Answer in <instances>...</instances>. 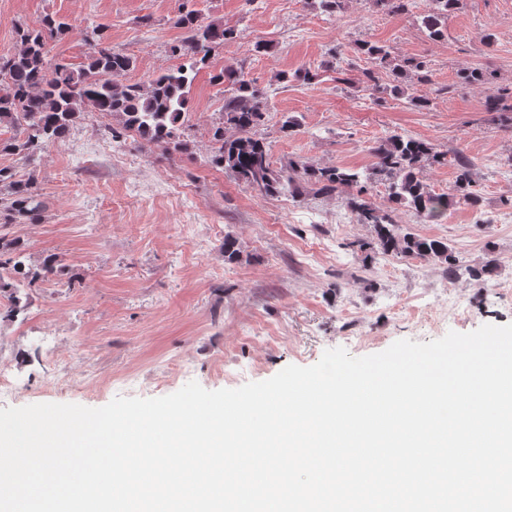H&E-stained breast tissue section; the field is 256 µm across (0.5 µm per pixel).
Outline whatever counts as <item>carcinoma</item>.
Returning <instances> with one entry per match:
<instances>
[{
	"label": "carcinoma",
	"mask_w": 512,
	"mask_h": 512,
	"mask_svg": "<svg viewBox=\"0 0 512 512\" xmlns=\"http://www.w3.org/2000/svg\"><path fill=\"white\" fill-rule=\"evenodd\" d=\"M459 4L460 0H428L422 23L429 38L444 36L443 26ZM177 24L188 30V36L172 46L171 51L183 63L146 85L123 82L135 60L112 49L97 26L81 30L89 54L87 64L78 70L66 63L51 65L47 60L49 40L70 31L71 23L47 14L38 27L19 28V50L0 61V125L22 127L23 137L0 140V152L20 156L35 172L50 147L64 141L85 115L95 113L117 120L119 128L108 127L115 139L122 132L133 130L148 144L182 153L189 151L186 117L190 86L199 67L209 61L216 49L232 40L235 31L219 20L202 24L192 11L181 15ZM359 50L392 76L394 92L399 90V83L413 75L427 79L428 63L422 56L395 57L388 47L369 41L361 42ZM214 80L227 84L230 96L224 103V112L210 129L211 166L224 170L263 196L287 190L299 196L306 192L331 196L339 188L347 187L352 190L347 208L357 223L367 224L373 231L371 240L351 242L350 247L387 256L435 258L446 265L448 276L458 275V259L449 250L448 242L401 233L393 213L404 208L430 222L445 217L448 206L457 199L472 207L479 206L481 196L474 163L454 158L455 181L448 192L436 193L424 180V169L447 162L446 157L428 141L392 134L371 147L374 162L365 174L350 168L318 167L293 160L276 170L272 167L269 145L257 136V128L263 125L266 115L262 92L232 65L225 66ZM487 111L498 113L500 120L512 124V90L492 92ZM376 181L387 183L391 203L387 210L369 197L367 184ZM3 201L8 203L7 221L18 217L36 222L44 211L35 178L18 180L6 168H0V203ZM240 257L238 240L224 236V262L236 263ZM24 258L19 241L0 237V297L9 303L5 311L8 319L25 312L28 289L62 273L53 255L29 266Z\"/></svg>",
	"instance_id": "carcinoma-1"
}]
</instances>
